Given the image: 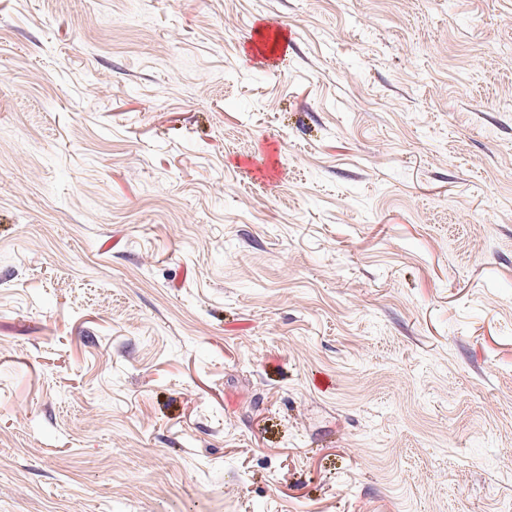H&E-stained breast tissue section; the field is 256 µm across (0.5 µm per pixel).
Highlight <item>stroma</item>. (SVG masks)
Returning <instances> with one entry per match:
<instances>
[{"mask_svg":"<svg viewBox=\"0 0 512 512\" xmlns=\"http://www.w3.org/2000/svg\"><path fill=\"white\" fill-rule=\"evenodd\" d=\"M512 0H0V512L512 506Z\"/></svg>","mask_w":512,"mask_h":512,"instance_id":"stroma-1","label":"stroma"}]
</instances>
